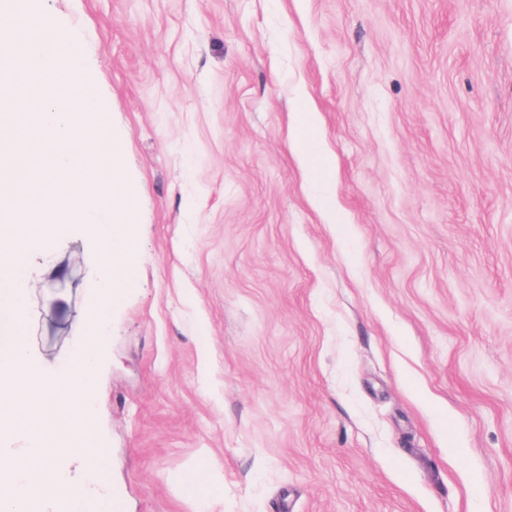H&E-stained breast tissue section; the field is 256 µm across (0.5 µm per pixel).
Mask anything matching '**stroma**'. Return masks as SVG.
<instances>
[{"mask_svg":"<svg viewBox=\"0 0 512 512\" xmlns=\"http://www.w3.org/2000/svg\"><path fill=\"white\" fill-rule=\"evenodd\" d=\"M29 3L137 199L88 498L512 512V0ZM101 249H31L37 377L90 335Z\"/></svg>","mask_w":512,"mask_h":512,"instance_id":"35a3bbf8","label":"stroma"}]
</instances>
